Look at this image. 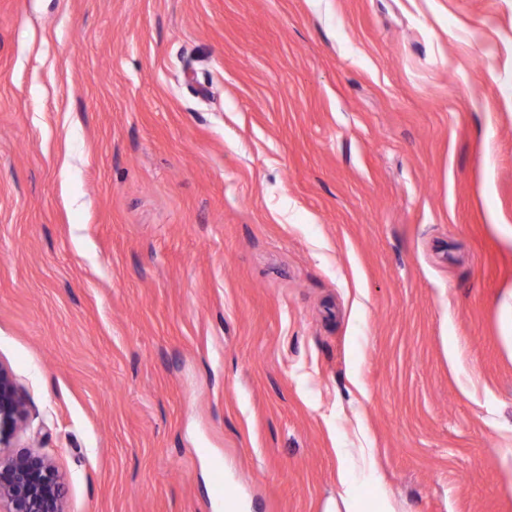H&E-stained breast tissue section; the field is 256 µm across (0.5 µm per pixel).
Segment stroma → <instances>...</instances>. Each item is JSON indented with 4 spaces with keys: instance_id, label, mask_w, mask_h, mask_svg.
<instances>
[{
    "instance_id": "35a3bbf8",
    "label": "stroma",
    "mask_w": 512,
    "mask_h": 512,
    "mask_svg": "<svg viewBox=\"0 0 512 512\" xmlns=\"http://www.w3.org/2000/svg\"><path fill=\"white\" fill-rule=\"evenodd\" d=\"M0 363L66 512H512V0H0Z\"/></svg>"
}]
</instances>
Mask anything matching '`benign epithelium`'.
Instances as JSON below:
<instances>
[{"mask_svg": "<svg viewBox=\"0 0 512 512\" xmlns=\"http://www.w3.org/2000/svg\"><path fill=\"white\" fill-rule=\"evenodd\" d=\"M27 407L13 373L0 363V512H65L63 480L52 463L32 451H15Z\"/></svg>", "mask_w": 512, "mask_h": 512, "instance_id": "obj_1", "label": "benign epithelium"}]
</instances>
